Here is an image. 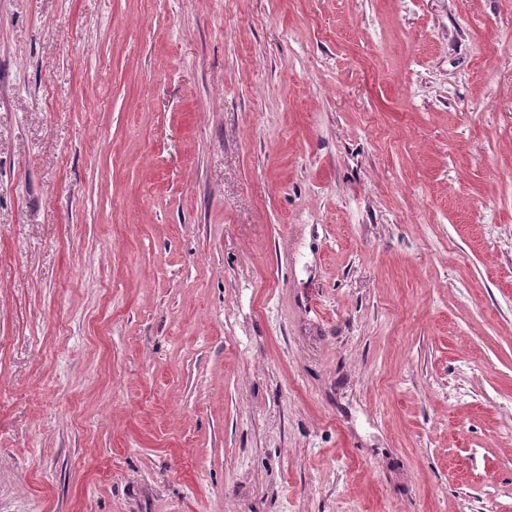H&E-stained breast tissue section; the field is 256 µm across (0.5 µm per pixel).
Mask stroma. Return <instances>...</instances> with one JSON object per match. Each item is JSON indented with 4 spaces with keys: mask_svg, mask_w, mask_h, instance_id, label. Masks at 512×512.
I'll use <instances>...</instances> for the list:
<instances>
[{
    "mask_svg": "<svg viewBox=\"0 0 512 512\" xmlns=\"http://www.w3.org/2000/svg\"><path fill=\"white\" fill-rule=\"evenodd\" d=\"M0 512H512V0H0Z\"/></svg>",
    "mask_w": 512,
    "mask_h": 512,
    "instance_id": "stroma-1",
    "label": "stroma"
}]
</instances>
